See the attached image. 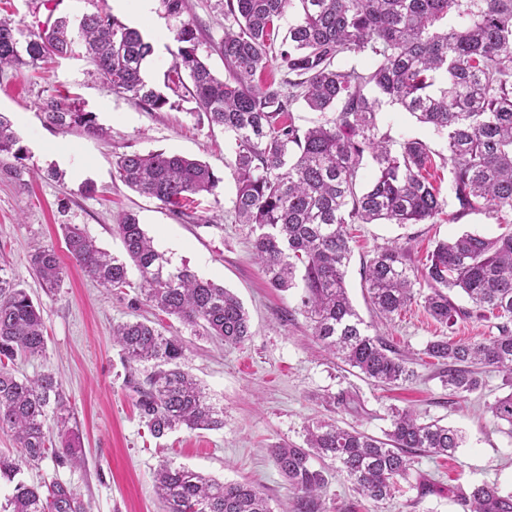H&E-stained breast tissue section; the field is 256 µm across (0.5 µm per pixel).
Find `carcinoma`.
I'll return each instance as SVG.
<instances>
[{
    "label": "carcinoma",
    "mask_w": 512,
    "mask_h": 512,
    "mask_svg": "<svg viewBox=\"0 0 512 512\" xmlns=\"http://www.w3.org/2000/svg\"><path fill=\"white\" fill-rule=\"evenodd\" d=\"M296 1L301 15L282 35L279 22ZM224 19L218 51L227 76H216L199 56L200 29L191 19L175 30L180 47L171 72L188 75L194 113L233 139L234 211L254 235L252 247L269 284L295 288L302 272V312L326 350L371 382L412 381L409 356L370 334L349 298L347 225L423 224L448 206L430 181L429 146L419 139L395 145L380 132L383 98L446 140L457 214L486 210L502 220L512 214V0H225ZM79 52L113 91L151 110L169 104L144 75L153 44L111 13L59 15L36 36L12 16H0V72L37 69ZM365 52L372 56L365 71L338 64L347 53ZM272 61L280 77L255 80ZM298 100L331 117L300 129L290 113ZM41 110L52 127L107 135L91 113L62 97L45 100ZM19 143L13 121L0 113V171L15 177L23 173L16 165ZM366 158L373 172L360 189ZM114 176L176 216L186 214L194 197L214 194L221 182L206 163L164 151L120 155ZM63 231L72 259L104 287L136 288L157 310L226 346L251 336L239 298L186 266L172 265L136 214H124L115 225L122 257L102 251L77 224ZM30 263L47 293L61 288L65 269L53 248L37 250ZM363 280L376 314L386 320L414 303L448 327L473 313L501 320L495 336H438L424 354L441 366L442 383L454 397L482 390L487 368L512 387V231L439 241L421 268L406 247L388 242L364 262ZM454 291L471 308L455 304ZM44 331L40 306L0 275V429L10 431L19 448L16 456L0 453V480L13 485L0 512H83L67 485L52 481L44 493L18 479L23 467L48 457L61 464L81 461L78 427L55 374L20 379L9 369L19 357L45 356ZM112 339L128 363H152L133 389L153 437L183 427H224V411L180 367V337L135 321L114 326ZM488 410L512 437V391ZM389 420L382 438L324 422L306 428L304 445L270 449L298 512H323L329 471L315 468L316 459L330 460L337 474L381 502L395 497L400 482H410L414 454L452 456L463 444L459 430L410 409H391ZM154 487L164 512H274L269 497L249 482L224 483L168 461L155 470ZM457 504L463 512H512V493L483 482L460 493Z\"/></svg>",
    "instance_id": "carcinoma-1"
}]
</instances>
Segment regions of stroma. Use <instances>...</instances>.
<instances>
[{
    "instance_id": "obj_1",
    "label": "stroma",
    "mask_w": 512,
    "mask_h": 512,
    "mask_svg": "<svg viewBox=\"0 0 512 512\" xmlns=\"http://www.w3.org/2000/svg\"><path fill=\"white\" fill-rule=\"evenodd\" d=\"M190 4L202 32L199 53L217 75H224V59L214 48L224 35V0ZM116 16L153 38L155 52L146 64V77L163 87L179 48L173 34L177 19L159 4L153 21L137 19L134 0ZM59 95L92 113L108 128V137L45 126L39 106ZM169 99L163 110L147 111L115 93L79 55L57 60L45 70L0 73V113L10 116L23 146L22 176L0 173V267L39 303L47 339L44 357L17 359L11 370L29 379L54 371L83 438L82 465L59 466L48 458L24 468L22 479L35 485L57 480L72 487L87 512H162L153 476L159 462L168 460L224 482H251L270 498L275 512H294L293 493L269 448L303 445L306 427L323 421L379 437L390 427L389 408L398 406L441 420L465 438L454 457L415 455L413 476L429 485L430 494L419 496L407 486L395 499L377 503L334 474L322 498L325 512H462L454 496L476 484L494 482L512 492V437L487 410L508 391L501 373L486 372L481 392L458 399L449 395L438 366L423 353L437 336L480 341L496 335L495 319L466 318L446 328L415 304L380 323L362 278L364 260L385 243L409 248L412 261L422 264L438 240L466 231L495 237L507 232V225L484 210L455 217L451 205L434 224L352 225L346 273L352 304L389 344L412 357L417 374L413 382L400 386L374 385L312 336L301 310V289L270 287L253 257L249 228L235 218L232 140L222 129L193 116L195 103L187 91L170 94ZM379 126L395 141L427 143L437 154L439 184L447 186L448 165L442 158L446 143L431 128L388 103L381 106ZM155 151L208 163L221 179L215 194L178 217L114 179L116 155ZM127 211L137 213L159 251L240 298L250 316V339L237 347L223 346L158 312L137 289L119 293L84 275L67 252L63 225H80L98 247L120 257L124 247L113 228ZM42 247L54 248L66 269L53 296L45 293L29 262ZM136 319L151 320L165 335L182 338V367L197 378L210 402L223 409V429H181L161 440L151 436L128 383L133 373L112 342L114 324ZM149 370L145 363L133 375L141 380ZM329 394L346 395L352 404L329 406Z\"/></svg>"
}]
</instances>
